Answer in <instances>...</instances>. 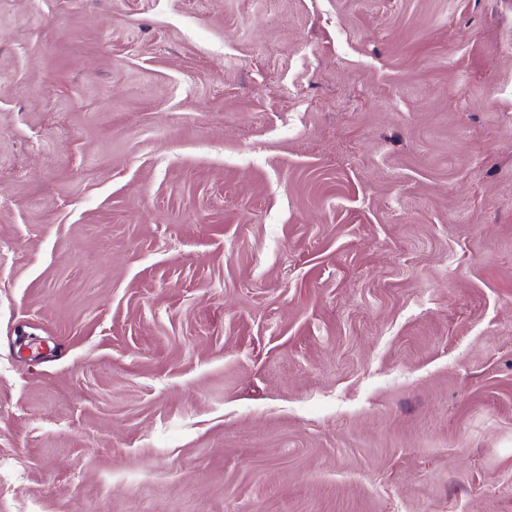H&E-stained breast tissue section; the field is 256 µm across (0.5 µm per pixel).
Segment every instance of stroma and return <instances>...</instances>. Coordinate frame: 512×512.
Returning a JSON list of instances; mask_svg holds the SVG:
<instances>
[{"mask_svg":"<svg viewBox=\"0 0 512 512\" xmlns=\"http://www.w3.org/2000/svg\"><path fill=\"white\" fill-rule=\"evenodd\" d=\"M0 512H512V0H0Z\"/></svg>","mask_w":512,"mask_h":512,"instance_id":"obj_1","label":"stroma"}]
</instances>
